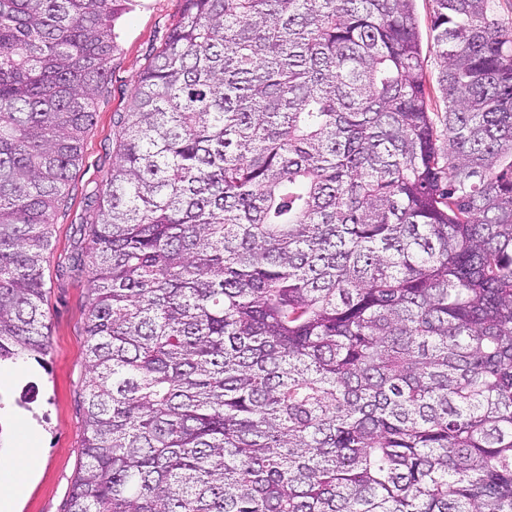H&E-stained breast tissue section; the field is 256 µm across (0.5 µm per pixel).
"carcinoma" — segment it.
Instances as JSON below:
<instances>
[{"instance_id": "obj_1", "label": "carcinoma", "mask_w": 512, "mask_h": 512, "mask_svg": "<svg viewBox=\"0 0 512 512\" xmlns=\"http://www.w3.org/2000/svg\"><path fill=\"white\" fill-rule=\"evenodd\" d=\"M136 0H0V363ZM496 0H185L115 113L66 512H512ZM432 0H416L415 11L420 22V31L423 45V56L425 58V66L429 74L434 77L444 68V61L435 52L433 42L430 35V17L433 10Z\"/></svg>"}]
</instances>
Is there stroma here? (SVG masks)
<instances>
[{
    "label": "stroma",
    "instance_id": "obj_1",
    "mask_svg": "<svg viewBox=\"0 0 512 512\" xmlns=\"http://www.w3.org/2000/svg\"><path fill=\"white\" fill-rule=\"evenodd\" d=\"M183 9L184 0H140L118 22L119 48L95 100L82 158L70 172L66 202L55 217L45 265L48 353L44 363L26 360L25 375L0 384V454L9 455L30 441L37 448L20 479L15 512H65L82 460V401L89 376L85 323L93 273L88 240L80 228L93 219L88 197L103 188L117 161L113 115L133 94L140 72L152 62Z\"/></svg>",
    "mask_w": 512,
    "mask_h": 512
}]
</instances>
